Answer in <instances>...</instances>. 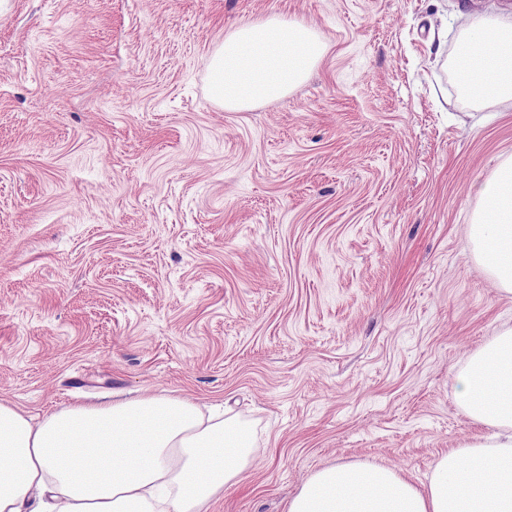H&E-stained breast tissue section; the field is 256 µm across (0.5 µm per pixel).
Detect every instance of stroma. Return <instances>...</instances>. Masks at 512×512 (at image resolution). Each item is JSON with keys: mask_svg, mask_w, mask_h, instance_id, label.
I'll return each mask as SVG.
<instances>
[{"mask_svg": "<svg viewBox=\"0 0 512 512\" xmlns=\"http://www.w3.org/2000/svg\"><path fill=\"white\" fill-rule=\"evenodd\" d=\"M326 51L227 111L234 27ZM512 0H0V400L38 415L150 396L220 406L257 452L212 512H285L317 469L418 483L480 426L454 383L512 327L467 261L512 99L471 109L447 62Z\"/></svg>", "mask_w": 512, "mask_h": 512, "instance_id": "1", "label": "stroma"}]
</instances>
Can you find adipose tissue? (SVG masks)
<instances>
[{"mask_svg": "<svg viewBox=\"0 0 512 512\" xmlns=\"http://www.w3.org/2000/svg\"><path fill=\"white\" fill-rule=\"evenodd\" d=\"M324 52L300 22L244 24L207 63L211 96L235 110L282 98ZM452 65L475 103L512 98V20L473 21ZM479 194L469 258L512 294V155ZM455 394L491 433L443 454L429 482L381 465H330L306 479L286 512H512V327L474 351ZM255 451L254 431L238 417L207 416L166 394L42 417L0 402V512H210Z\"/></svg>", "mask_w": 512, "mask_h": 512, "instance_id": "obj_1", "label": "adipose tissue"}]
</instances>
